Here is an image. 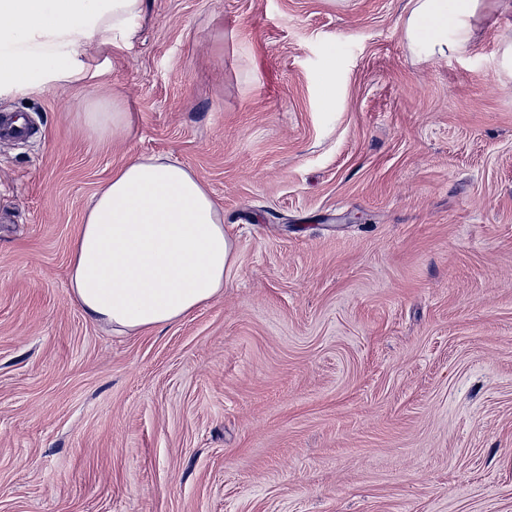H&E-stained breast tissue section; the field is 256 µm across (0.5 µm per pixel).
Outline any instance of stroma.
I'll use <instances>...</instances> for the list:
<instances>
[{"label": "stroma", "mask_w": 512, "mask_h": 512, "mask_svg": "<svg viewBox=\"0 0 512 512\" xmlns=\"http://www.w3.org/2000/svg\"><path fill=\"white\" fill-rule=\"evenodd\" d=\"M408 0H144L0 95V512H512V11L423 61ZM335 50L340 95L323 104ZM118 100L128 139L77 115ZM167 154L236 269L173 325L71 296L90 197Z\"/></svg>", "instance_id": "stroma-1"}]
</instances>
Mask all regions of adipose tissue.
I'll return each instance as SVG.
<instances>
[{
  "mask_svg": "<svg viewBox=\"0 0 512 512\" xmlns=\"http://www.w3.org/2000/svg\"><path fill=\"white\" fill-rule=\"evenodd\" d=\"M404 35L423 60L466 49L482 0H410ZM144 0H0V93L78 81L86 45L130 31ZM89 137L131 133L120 105L92 104ZM236 265L224 213L204 182L168 156L115 168L86 209L72 246L69 286L86 317L113 333L155 329L224 292Z\"/></svg>",
  "mask_w": 512,
  "mask_h": 512,
  "instance_id": "adipose-tissue-1",
  "label": "adipose tissue"
}]
</instances>
